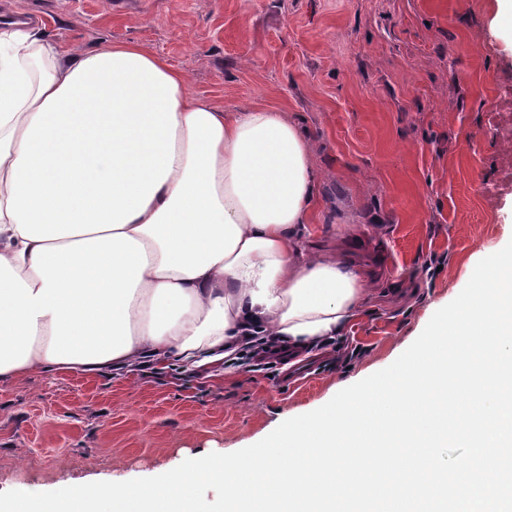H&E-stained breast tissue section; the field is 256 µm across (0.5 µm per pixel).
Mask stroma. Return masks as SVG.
Segmentation results:
<instances>
[{"instance_id": "35a3bbf8", "label": "stroma", "mask_w": 512, "mask_h": 512, "mask_svg": "<svg viewBox=\"0 0 512 512\" xmlns=\"http://www.w3.org/2000/svg\"><path fill=\"white\" fill-rule=\"evenodd\" d=\"M78 50L133 42L234 111L308 136L311 253L374 281L343 336L299 366L171 367L0 382V493L122 482L231 453L391 365L476 264L512 240V174L489 118L511 102L497 0H0Z\"/></svg>"}]
</instances>
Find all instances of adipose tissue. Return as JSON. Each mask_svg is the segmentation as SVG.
Returning <instances> with one entry per match:
<instances>
[{
  "label": "adipose tissue",
  "instance_id": "1",
  "mask_svg": "<svg viewBox=\"0 0 512 512\" xmlns=\"http://www.w3.org/2000/svg\"><path fill=\"white\" fill-rule=\"evenodd\" d=\"M316 181L282 112H227L136 44L0 19V381L343 335L368 280L306 248Z\"/></svg>",
  "mask_w": 512,
  "mask_h": 512
}]
</instances>
